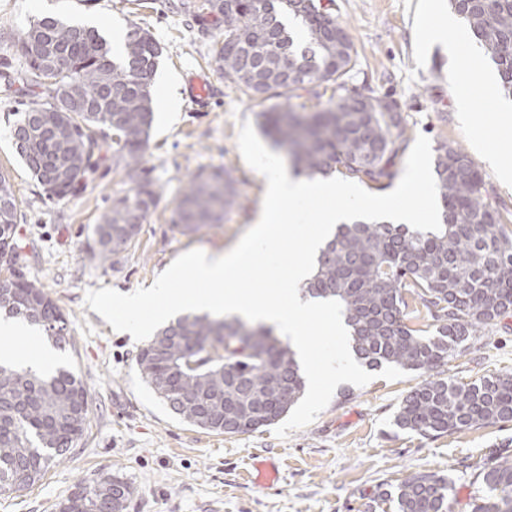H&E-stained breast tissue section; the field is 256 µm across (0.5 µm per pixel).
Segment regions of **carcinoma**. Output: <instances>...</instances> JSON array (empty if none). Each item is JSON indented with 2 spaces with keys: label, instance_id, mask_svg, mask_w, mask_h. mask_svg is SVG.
I'll use <instances>...</instances> for the list:
<instances>
[{
  "label": "carcinoma",
  "instance_id": "1",
  "mask_svg": "<svg viewBox=\"0 0 512 512\" xmlns=\"http://www.w3.org/2000/svg\"><path fill=\"white\" fill-rule=\"evenodd\" d=\"M472 40L494 64L501 91L512 94V0H448ZM175 8L210 38L211 59L224 80L249 98L328 97L327 105L297 112L276 104L261 128L307 177L340 173L378 189L398 174L409 142L399 102L347 87L356 52L345 25L321 0H179ZM26 61L16 77L35 93L51 80L52 102L15 113L12 138L34 179L50 198L73 192L94 171L104 143L132 183L95 225L90 257L105 262L134 244L156 207L158 193L145 157L154 121L151 86L161 49L137 25L114 58L94 27L43 15L16 33ZM442 204L441 228L405 224H341L316 258L306 286L311 297L342 305L352 352L371 370L385 364L429 372L461 353L481 329L512 315V234L484 200L482 174L461 148L438 143L434 162ZM225 170L193 175L175 208L182 234L217 224L236 202ZM0 268L12 269L25 245L17 235L16 198L0 176ZM435 322L424 336L406 323L408 299ZM39 327L59 350L73 345L71 321L51 296L18 276L0 281V314ZM224 345L213 356L211 347ZM139 370L178 417L203 430L246 434L275 424L298 402L304 377L289 346L273 329L208 314L171 322L140 349ZM88 390L70 369L40 372L0 363V487L16 492L40 482L82 439ZM512 422V373L459 382L429 376L403 398L394 425L424 437ZM483 494L473 512H512V461L480 473ZM133 494L104 474L81 482L58 512H126ZM398 512H453L452 482L421 473L399 484Z\"/></svg>",
  "mask_w": 512,
  "mask_h": 512
}]
</instances>
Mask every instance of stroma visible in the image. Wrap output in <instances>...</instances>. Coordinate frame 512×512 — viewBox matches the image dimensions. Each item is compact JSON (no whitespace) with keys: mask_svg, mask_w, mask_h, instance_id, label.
Masks as SVG:
<instances>
[{"mask_svg":"<svg viewBox=\"0 0 512 512\" xmlns=\"http://www.w3.org/2000/svg\"><path fill=\"white\" fill-rule=\"evenodd\" d=\"M428 0H335L358 54L348 80L360 91L389 94L401 105L409 138L426 136L461 147L484 178L483 196L512 230V185L503 184L490 159L512 141V126L497 118L499 88L476 92L471 120L456 109L457 64L446 47L426 41L420 17ZM52 12L102 32L148 30L162 49L152 89L155 121L147 155L160 194L157 207L129 251L106 262L87 250L95 224L130 186L101 151L96 171L72 194L48 199L17 155L12 114L19 94L0 89V174L9 182L30 243L22 271L49 293L73 323L74 344L56 351L54 363L82 377L89 394L88 429L67 458L23 493L0 492V512H58L77 484L110 473L131 485L126 512H398L397 486L420 473L449 477L454 512H472L481 492L477 473L500 458L512 459V422L438 437L398 430L393 416L423 375L394 381L375 378L337 387L329 405L308 426L276 436L268 426L243 435H218L170 412L144 382L136 357L141 342L113 330L85 303L88 290L122 293L151 287L180 254L201 249L229 252L261 213L266 182L243 160L237 136L243 123L259 126L269 102L242 95L210 65L209 38L168 0H0V72L21 69L15 34L34 17ZM211 84L206 107L189 90L193 75ZM486 129L475 144L471 123ZM224 168L236 180L238 203L222 223L192 235L173 230L175 206L191 176ZM512 373V316L483 330L461 356L441 366L442 376L466 381ZM271 459L278 480L261 487L256 462Z\"/></svg>","mask_w":512,"mask_h":512,"instance_id":"stroma-1","label":"stroma"}]
</instances>
